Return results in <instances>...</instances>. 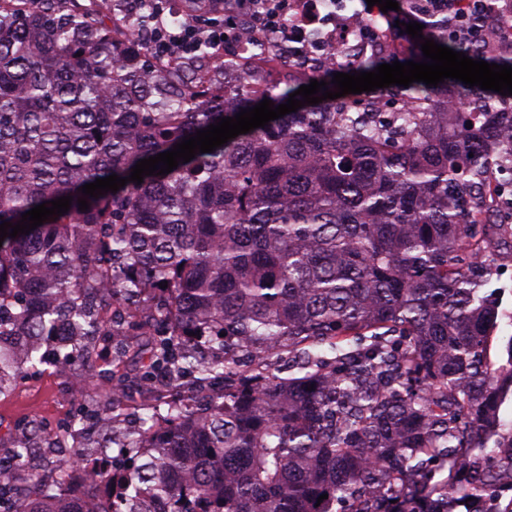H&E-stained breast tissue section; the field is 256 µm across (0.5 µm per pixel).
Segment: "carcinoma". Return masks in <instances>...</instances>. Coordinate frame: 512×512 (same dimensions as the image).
<instances>
[{"mask_svg":"<svg viewBox=\"0 0 512 512\" xmlns=\"http://www.w3.org/2000/svg\"><path fill=\"white\" fill-rule=\"evenodd\" d=\"M180 3L183 24L224 12ZM153 26L106 0H0V224L72 197L0 243V389L15 364L44 363L50 332L67 356L131 326L152 337L141 382L165 368L207 393L162 389L141 403L143 429L104 433L95 449L123 454L97 512H456L470 498L512 512V338L491 361L498 306L484 292L501 241L493 174L512 162L499 141L512 111L491 108L512 96L464 84L460 110L412 83L326 99L81 210V186L298 90L262 80L274 59L206 42L185 79L180 60L136 48ZM423 31L512 66V51L455 42L441 23ZM389 95L401 111L357 119ZM325 345L329 361L313 353ZM282 353L298 373H275ZM82 455L0 512H85L58 491Z\"/></svg>","mask_w":512,"mask_h":512,"instance_id":"obj_1","label":"carcinoma"}]
</instances>
